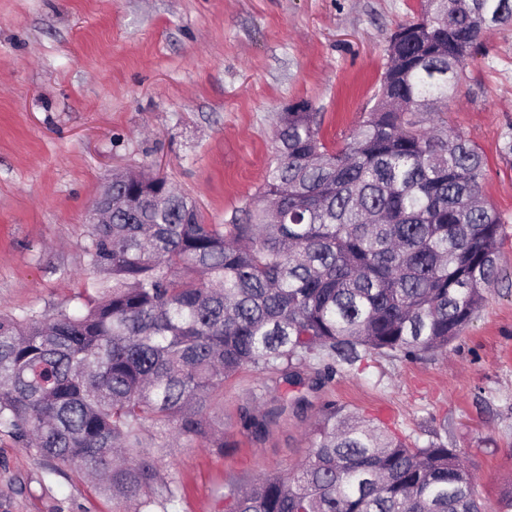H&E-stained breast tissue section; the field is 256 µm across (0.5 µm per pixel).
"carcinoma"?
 Here are the masks:
<instances>
[{"label": "carcinoma", "instance_id": "obj_1", "mask_svg": "<svg viewBox=\"0 0 512 512\" xmlns=\"http://www.w3.org/2000/svg\"><path fill=\"white\" fill-rule=\"evenodd\" d=\"M505 25L512 0H422L343 146L326 145L311 105L282 113L264 182L228 224L152 172L112 174L111 218L87 227L84 310L0 316V432L91 474L116 512H155L179 485L144 433L224 453L209 409L241 370L320 390L371 357L447 349L500 277L505 219L483 193V152L442 115L466 60ZM312 358L323 369L305 377ZM305 404L275 397L244 427L261 435ZM224 512L483 506L439 433L418 445L329 403L303 463L225 482Z\"/></svg>", "mask_w": 512, "mask_h": 512}]
</instances>
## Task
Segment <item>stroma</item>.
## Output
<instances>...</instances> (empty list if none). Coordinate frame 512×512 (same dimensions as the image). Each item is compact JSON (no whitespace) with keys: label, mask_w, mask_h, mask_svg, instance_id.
I'll use <instances>...</instances> for the list:
<instances>
[{"label":"stroma","mask_w":512,"mask_h":512,"mask_svg":"<svg viewBox=\"0 0 512 512\" xmlns=\"http://www.w3.org/2000/svg\"><path fill=\"white\" fill-rule=\"evenodd\" d=\"M419 0H0V312L83 307L85 214L113 170L154 166L226 224L257 194L279 113L306 102L336 149L373 105L391 34ZM449 127L486 157L483 192L505 217L501 276L447 351L376 358L309 393L261 436L253 371L224 385V453L147 444L180 491L168 512H221L224 483L297 467L326 403L416 443L447 427L486 512L512 483V26L459 73ZM0 512H115L83 471L0 433Z\"/></svg>","instance_id":"35a3bbf8"}]
</instances>
